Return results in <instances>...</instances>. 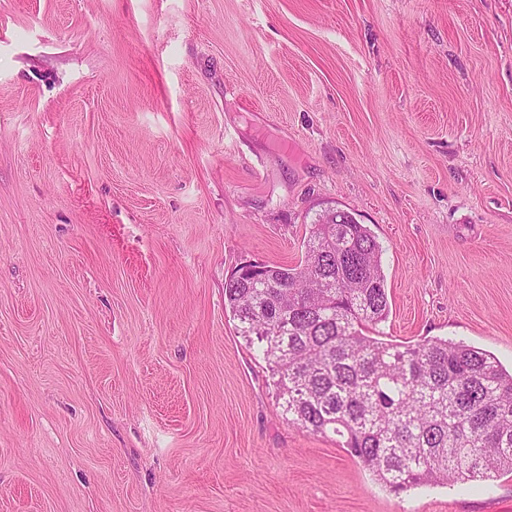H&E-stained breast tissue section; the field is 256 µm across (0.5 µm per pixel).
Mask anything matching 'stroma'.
Masks as SVG:
<instances>
[{"label":"stroma","mask_w":512,"mask_h":512,"mask_svg":"<svg viewBox=\"0 0 512 512\" xmlns=\"http://www.w3.org/2000/svg\"><path fill=\"white\" fill-rule=\"evenodd\" d=\"M329 207L512 370V0H0V512H512L289 424L224 282Z\"/></svg>","instance_id":"35a3bbf8"}]
</instances>
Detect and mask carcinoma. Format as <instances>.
I'll use <instances>...</instances> for the list:
<instances>
[{
	"mask_svg": "<svg viewBox=\"0 0 512 512\" xmlns=\"http://www.w3.org/2000/svg\"><path fill=\"white\" fill-rule=\"evenodd\" d=\"M380 253L366 225L328 209L300 263L225 281L224 308L275 378L288 422L343 438L394 492L512 473V373L462 342L370 335L390 312Z\"/></svg>",
	"mask_w": 512,
	"mask_h": 512,
	"instance_id": "obj_1",
	"label": "carcinoma"
}]
</instances>
